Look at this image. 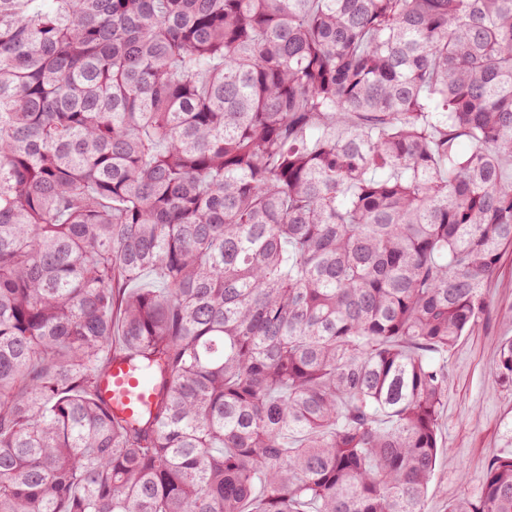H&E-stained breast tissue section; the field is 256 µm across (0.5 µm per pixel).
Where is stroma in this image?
Returning a JSON list of instances; mask_svg holds the SVG:
<instances>
[{
  "instance_id": "1",
  "label": "stroma",
  "mask_w": 512,
  "mask_h": 512,
  "mask_svg": "<svg viewBox=\"0 0 512 512\" xmlns=\"http://www.w3.org/2000/svg\"><path fill=\"white\" fill-rule=\"evenodd\" d=\"M510 336L512 250L503 253L488 284L476 326L451 349L432 355L448 369V399L427 512H447L451 500L478 486L491 457L512 455V390L493 379L497 344Z\"/></svg>"
}]
</instances>
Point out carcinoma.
I'll return each mask as SVG.
<instances>
[{
  "mask_svg": "<svg viewBox=\"0 0 512 512\" xmlns=\"http://www.w3.org/2000/svg\"><path fill=\"white\" fill-rule=\"evenodd\" d=\"M511 168L512 0H0V512H425ZM100 395L114 409L131 415L153 401V391L144 377L122 358L116 357L100 383Z\"/></svg>",
  "mask_w": 512,
  "mask_h": 512,
  "instance_id": "1",
  "label": "carcinoma"
}]
</instances>
